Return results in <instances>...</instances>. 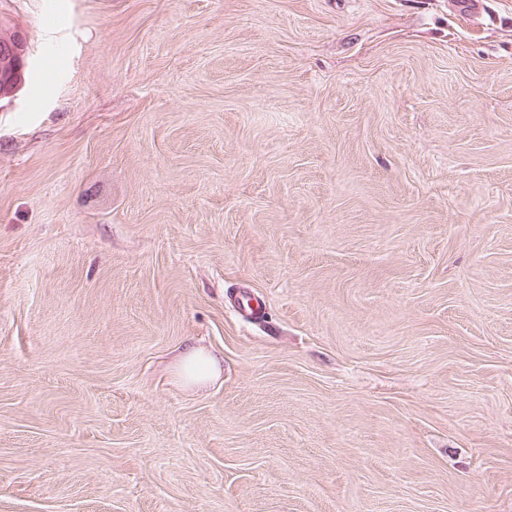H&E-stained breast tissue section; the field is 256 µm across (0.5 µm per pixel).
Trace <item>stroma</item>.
Segmentation results:
<instances>
[{
  "mask_svg": "<svg viewBox=\"0 0 512 512\" xmlns=\"http://www.w3.org/2000/svg\"><path fill=\"white\" fill-rule=\"evenodd\" d=\"M485 2L0 0V512H512ZM26 44V37L18 30H13L8 38L0 41V67L17 76L26 66ZM219 365V356L202 349H190L179 357L178 371L186 382L202 384L219 371Z\"/></svg>",
  "mask_w": 512,
  "mask_h": 512,
  "instance_id": "35a3bbf8",
  "label": "stroma"
}]
</instances>
